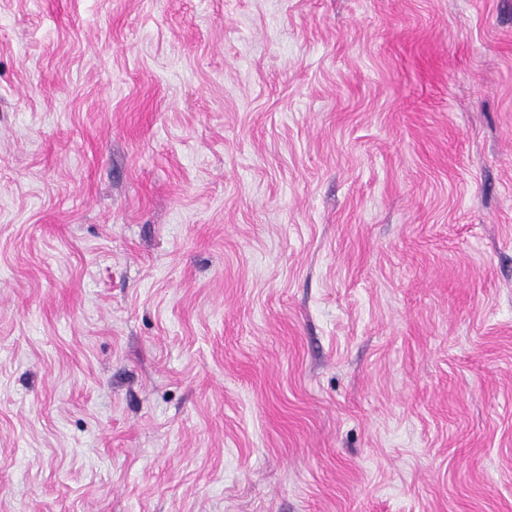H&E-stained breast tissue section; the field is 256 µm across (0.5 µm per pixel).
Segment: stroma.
<instances>
[{
    "label": "stroma",
    "instance_id": "1",
    "mask_svg": "<svg viewBox=\"0 0 512 512\" xmlns=\"http://www.w3.org/2000/svg\"><path fill=\"white\" fill-rule=\"evenodd\" d=\"M0 512H512V0H0Z\"/></svg>",
    "mask_w": 512,
    "mask_h": 512
}]
</instances>
